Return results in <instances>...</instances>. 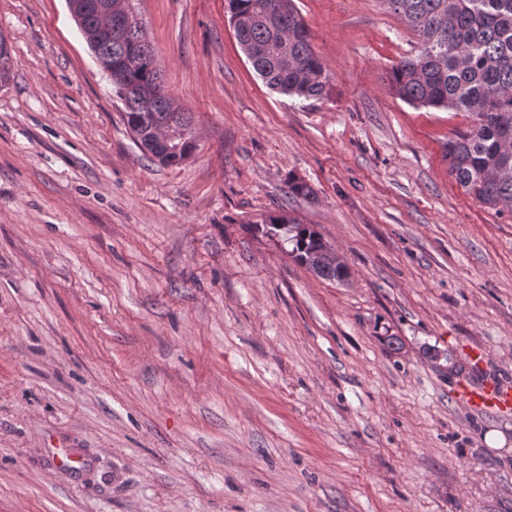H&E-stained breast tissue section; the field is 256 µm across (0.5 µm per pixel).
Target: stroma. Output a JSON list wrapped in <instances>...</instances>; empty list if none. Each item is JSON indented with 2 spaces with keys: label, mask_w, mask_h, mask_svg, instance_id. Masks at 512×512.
<instances>
[{
  "label": "stroma",
  "mask_w": 512,
  "mask_h": 512,
  "mask_svg": "<svg viewBox=\"0 0 512 512\" xmlns=\"http://www.w3.org/2000/svg\"><path fill=\"white\" fill-rule=\"evenodd\" d=\"M294 3L319 99L266 86L225 0H130L192 116L166 167L66 0H0V512H512V413L456 394L512 385V213L449 173L468 116L390 90L419 37L386 0ZM305 227L296 233L290 234L285 240L292 245L289 255L301 265L318 262L320 256L322 234L311 224H303ZM306 266V265H305Z\"/></svg>",
  "instance_id": "35a3bbf8"
}]
</instances>
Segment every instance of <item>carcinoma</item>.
I'll use <instances>...</instances> for the list:
<instances>
[{
	"label": "carcinoma",
	"instance_id": "1",
	"mask_svg": "<svg viewBox=\"0 0 512 512\" xmlns=\"http://www.w3.org/2000/svg\"><path fill=\"white\" fill-rule=\"evenodd\" d=\"M240 17L235 36L266 85L297 99L323 96L326 69L312 48L293 0H226ZM420 37L415 55L401 58L389 74L391 89L416 106L466 112L470 125L445 144L449 172L479 203L512 210V0H386ZM96 55L129 61L122 84L113 85L127 124L173 130L191 124L190 113L172 109L163 70L149 38L137 31L90 45ZM142 152L166 166L178 165L195 144L179 151L146 134ZM322 234L313 225L287 237L289 255L301 265L321 262Z\"/></svg>",
	"mask_w": 512,
	"mask_h": 512
}]
</instances>
